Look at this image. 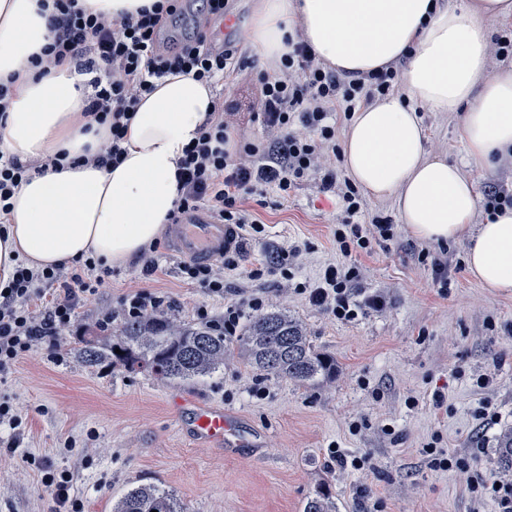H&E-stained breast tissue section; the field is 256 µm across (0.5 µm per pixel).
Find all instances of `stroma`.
<instances>
[{
  "label": "stroma",
  "instance_id": "1",
  "mask_svg": "<svg viewBox=\"0 0 512 512\" xmlns=\"http://www.w3.org/2000/svg\"><path fill=\"white\" fill-rule=\"evenodd\" d=\"M421 117L429 150L465 166L458 137L463 112ZM247 207L266 234L248 240L240 270L225 273L223 296L182 278L183 260L164 236L151 291L175 300L168 317L196 325L199 308L218 318L225 300L263 287L270 309L299 320L315 348L335 360V372L313 386L267 376L243 363L234 341L223 369L179 383L86 364L80 340L115 341L125 322L119 302L133 291L141 264L113 268L98 298L78 307L77 325L61 346H38L0 377V396L10 397L22 420L14 430L0 425V512H65L43 487L41 471L28 464L31 456L72 472L71 494L84 512H112L113 500L140 483L172 492L188 512H302L322 487L338 512H495L489 501L472 507L456 472L431 470L423 447L438 441L473 456L487 477L499 476L498 438L512 429V293L481 287L469 275L466 239L440 245L413 238L389 200L365 199L359 220L387 216L393 238L349 256L336 249L339 201L317 180L303 181L288 200L270 192L251 197ZM297 246L304 253L287 274L247 279L253 264ZM443 248L451 268L444 293L430 265L418 259L421 250ZM331 264L360 265L356 298L382 296L384 308L346 322L309 304L297 285L318 281ZM105 310L112 313L106 332L97 323ZM491 369L497 372L493 390L478 388L477 377ZM257 382L266 397L253 394ZM177 397L224 408L260 445L229 453L197 444L180 427ZM485 404L493 415L478 418ZM361 419L366 429L351 431ZM385 425L392 435L382 433ZM333 443L346 454H368L371 469H342L328 455Z\"/></svg>",
  "mask_w": 512,
  "mask_h": 512
}]
</instances>
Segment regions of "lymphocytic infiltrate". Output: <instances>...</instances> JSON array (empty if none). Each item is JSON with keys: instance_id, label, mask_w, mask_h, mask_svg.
Here are the masks:
<instances>
[{"instance_id": "1", "label": "lymphocytic infiltrate", "mask_w": 512, "mask_h": 512, "mask_svg": "<svg viewBox=\"0 0 512 512\" xmlns=\"http://www.w3.org/2000/svg\"><path fill=\"white\" fill-rule=\"evenodd\" d=\"M154 0L137 14L115 20L94 13L79 0H40L52 33L51 42L31 57L33 65L70 64L86 75L92 88L85 112L91 121L108 126L110 137L83 163L99 168L119 165L125 156L123 142L129 121L144 95L152 93L157 79L189 75L211 85L222 84L253 62L241 40L218 38L212 27L218 18L233 15L234 0ZM255 116L266 130L259 142L241 138L243 123L236 104L216 100L196 139L177 163L178 198L168 223L184 224L199 210L215 214L232 230L250 227L253 235L264 231L262 221L250 215L245 202L274 191L288 199L307 178L319 180L323 190L335 192L342 208L336 246L348 254L368 249L371 242L390 240L393 226L376 215L359 223L363 200L356 184L338 168L336 115L351 114L362 103L397 93L398 68L388 65L360 78L339 75L316 59L304 36H297L293 50L282 58L276 75L260 72L253 85ZM239 139L227 151L229 133ZM66 153L24 163L0 153V215L11 211L16 189L32 174L62 169ZM245 253L243 240L227 246L220 259L187 262L184 278L224 293L225 271L237 270ZM112 271L103 261L86 258L43 269L18 266L7 284L0 286V376L13 370L34 347L59 346L76 323L80 301L98 294ZM357 265H330L311 285L300 286L311 305L340 321L355 320L363 308H381L383 300L371 296L356 300L353 285L361 277ZM56 288L44 301L48 288ZM269 303L262 290L224 306V317L214 327L231 341L239 336L242 320L261 312ZM433 469L455 470L466 478L475 500L489 499L498 512H512V478L489 479L476 468L473 457L428 446Z\"/></svg>"}]
</instances>
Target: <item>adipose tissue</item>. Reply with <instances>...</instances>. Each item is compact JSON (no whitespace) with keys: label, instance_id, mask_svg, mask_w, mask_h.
<instances>
[{"label":"adipose tissue","instance_id":"obj_1","mask_svg":"<svg viewBox=\"0 0 512 512\" xmlns=\"http://www.w3.org/2000/svg\"><path fill=\"white\" fill-rule=\"evenodd\" d=\"M512 20V0H257L244 38L264 68L288 54L302 29L317 59L364 76L401 61L403 94L375 98L342 131L347 175L370 197L393 201L417 239L469 241L466 265L482 287L512 292V208L476 221L477 177L512 161V68L489 70V32ZM52 38L38 0H0V80L18 73L0 118V151L21 160L67 152L71 165L32 175L13 198L0 239V277L17 263L41 269L93 257L138 259L161 234L178 196L176 169L213 108L211 88L189 76L158 80L131 119L124 161L77 164L108 138L88 126L86 96L69 67L21 68ZM464 111L466 167L427 147L421 112Z\"/></svg>","mask_w":512,"mask_h":512}]
</instances>
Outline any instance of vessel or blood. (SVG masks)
Listing matches in <instances>:
<instances>
[{"mask_svg": "<svg viewBox=\"0 0 512 512\" xmlns=\"http://www.w3.org/2000/svg\"><path fill=\"white\" fill-rule=\"evenodd\" d=\"M227 225L209 216H199L195 223L173 225L169 238L173 251L180 257L197 262L219 258L230 241ZM192 439L218 447L236 448L244 443V431L239 420L223 409L198 405L191 411Z\"/></svg>", "mask_w": 512, "mask_h": 512, "instance_id": "vessel-or-blood-1", "label": "vessel or blood"}]
</instances>
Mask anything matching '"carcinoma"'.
<instances>
[{
    "label": "carcinoma",
    "instance_id": "cac0c4a2",
    "mask_svg": "<svg viewBox=\"0 0 512 512\" xmlns=\"http://www.w3.org/2000/svg\"><path fill=\"white\" fill-rule=\"evenodd\" d=\"M121 353H115V350ZM224 334L208 325L190 326L169 318L148 317L126 321L104 352L88 342L81 349L85 362L106 358L128 373H147L170 381L211 375L224 366ZM240 354L256 371L312 385L326 376L333 363L316 352L300 323L281 312L266 313L246 326ZM498 465L512 471V430L498 440ZM335 502L325 490L308 498L303 512H333ZM112 512H186L176 497L151 484L128 489L112 505Z\"/></svg>",
    "mask_w": 512,
    "mask_h": 512
}]
</instances>
